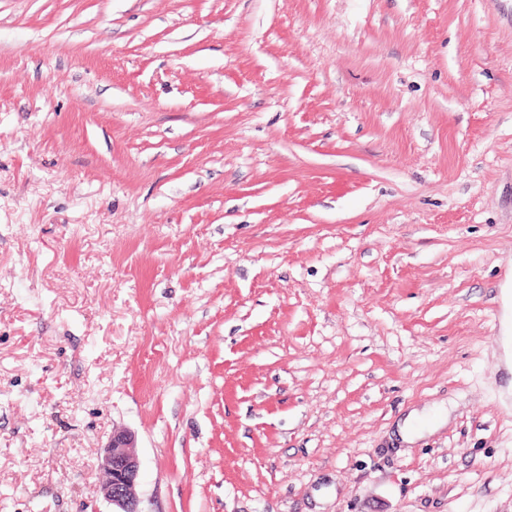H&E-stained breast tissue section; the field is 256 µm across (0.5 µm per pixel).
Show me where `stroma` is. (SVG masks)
Returning a JSON list of instances; mask_svg holds the SVG:
<instances>
[{
	"label": "stroma",
	"instance_id": "obj_1",
	"mask_svg": "<svg viewBox=\"0 0 512 512\" xmlns=\"http://www.w3.org/2000/svg\"><path fill=\"white\" fill-rule=\"evenodd\" d=\"M512 0H0V512H512ZM501 358L505 367L512 372V276L505 277L501 284ZM135 434L127 428H114L98 456V467L105 480L101 490L104 498L117 507L115 512H138L137 485L140 460L135 451Z\"/></svg>",
	"mask_w": 512,
	"mask_h": 512
}]
</instances>
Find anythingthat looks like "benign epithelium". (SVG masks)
I'll use <instances>...</instances> for the list:
<instances>
[{
  "mask_svg": "<svg viewBox=\"0 0 512 512\" xmlns=\"http://www.w3.org/2000/svg\"><path fill=\"white\" fill-rule=\"evenodd\" d=\"M135 448V434L127 428H115L98 456V467L105 477L102 493L117 512H138L135 488L140 460Z\"/></svg>",
  "mask_w": 512,
  "mask_h": 512,
  "instance_id": "benign-epithelium-1",
  "label": "benign epithelium"
}]
</instances>
